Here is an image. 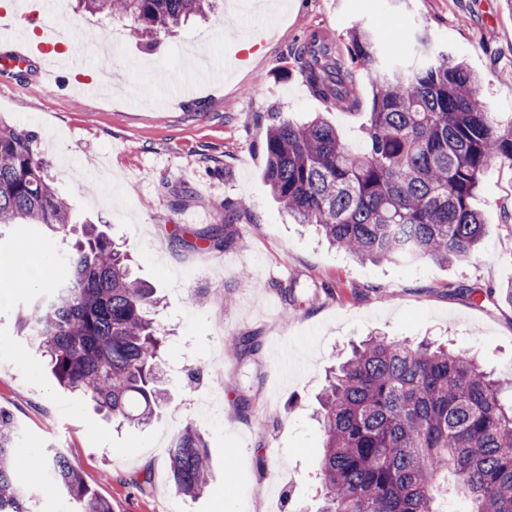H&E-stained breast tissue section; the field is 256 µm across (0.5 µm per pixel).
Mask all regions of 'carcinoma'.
<instances>
[{
	"label": "carcinoma",
	"instance_id": "carcinoma-1",
	"mask_svg": "<svg viewBox=\"0 0 512 512\" xmlns=\"http://www.w3.org/2000/svg\"><path fill=\"white\" fill-rule=\"evenodd\" d=\"M91 14L133 22L130 34L156 37L213 0H79ZM349 56L312 36L299 73L317 96L354 109L353 65L366 67L372 105L363 146L345 143L332 123L267 113L262 144L274 199L338 249L362 260L416 264L469 257L485 231L473 208L487 167H512V120L487 111L479 77L446 53L378 64V34L359 24ZM33 134L0 121V226L26 233L44 226L67 240L75 209L50 184ZM241 210L224 202V225L201 236L221 250ZM156 289L132 277L126 252L96 224L65 253L61 269L33 295L27 322L58 383L86 397L120 425H147L166 389L157 377L165 336L154 318ZM504 386L467 354L422 340L372 336L352 346L326 376L320 512H440L438 479L471 503L469 512H512V404ZM19 426L0 408V512H37L30 484L65 489L83 512H112L73 463L47 448L19 475ZM168 467L177 492L197 498L210 484L207 442L194 425L175 436Z\"/></svg>",
	"mask_w": 512,
	"mask_h": 512
}]
</instances>
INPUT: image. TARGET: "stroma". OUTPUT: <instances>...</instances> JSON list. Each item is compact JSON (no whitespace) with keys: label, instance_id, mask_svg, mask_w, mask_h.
<instances>
[{"label":"stroma","instance_id":"35a3bbf8","mask_svg":"<svg viewBox=\"0 0 512 512\" xmlns=\"http://www.w3.org/2000/svg\"><path fill=\"white\" fill-rule=\"evenodd\" d=\"M49 17L81 30L90 59L100 29L118 31L115 72L128 91L60 92L34 63L0 72V120L34 132L53 186L80 219L106 225L134 274L157 287L168 402L150 424L118 429L55 383L35 337L18 328L33 286L62 261L60 240L38 231L35 269L0 298V407L19 424V450L58 444L112 512H316V396L352 344L375 332L427 337L512 380V306L484 297L512 282V222L502 219L512 213V168L492 164L482 179L474 206L485 234L471 257L362 263L293 223L270 193L260 150L272 109L299 121L321 113L359 144L372 98L364 68L355 69L359 107L342 110L310 90L294 56L314 30L345 48L358 23L397 31L380 46L383 61L417 55L418 36L428 35L480 76L488 111L512 118L506 0H383L378 12L368 0H270L264 12L217 0L209 20H189L151 50L129 37L130 20L75 11L72 0H58ZM244 42L252 48L242 63ZM190 50L227 70L226 79L197 81L186 67ZM177 80L197 81L196 94L174 99ZM228 200L241 204V219L220 251L201 235L220 223ZM245 338L253 351H244ZM215 395V415L199 421L194 401ZM189 423L203 431L215 475L196 499L178 495L168 476L173 438Z\"/></svg>","mask_w":512,"mask_h":512}]
</instances>
